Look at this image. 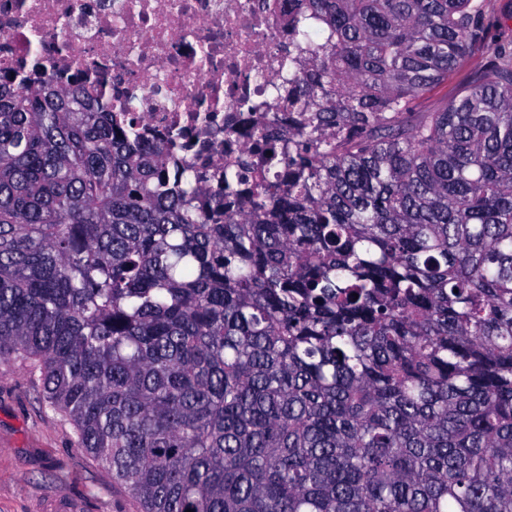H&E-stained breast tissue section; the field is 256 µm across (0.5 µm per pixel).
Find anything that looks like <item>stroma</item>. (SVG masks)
Here are the masks:
<instances>
[{
	"label": "stroma",
	"mask_w": 512,
	"mask_h": 512,
	"mask_svg": "<svg viewBox=\"0 0 512 512\" xmlns=\"http://www.w3.org/2000/svg\"><path fill=\"white\" fill-rule=\"evenodd\" d=\"M511 10L512 0H490L485 42L422 108L440 107L495 44L512 41V21L503 19ZM0 512H141L111 471L77 448L71 426L43 408L37 377L12 362L0 363Z\"/></svg>",
	"instance_id": "obj_1"
}]
</instances>
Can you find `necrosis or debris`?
Segmentation results:
<instances>
[{
    "mask_svg": "<svg viewBox=\"0 0 512 512\" xmlns=\"http://www.w3.org/2000/svg\"><path fill=\"white\" fill-rule=\"evenodd\" d=\"M282 0H0V70L27 82L33 62L58 86L81 73L102 109L136 110L148 137L223 166L249 140L224 137L241 104L284 125L274 87L288 73Z\"/></svg>",
    "mask_w": 512,
    "mask_h": 512,
    "instance_id": "obj_1",
    "label": "necrosis or debris"
}]
</instances>
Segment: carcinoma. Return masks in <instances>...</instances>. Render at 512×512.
I'll return each instance as SVG.
<instances>
[{
    "label": "carcinoma",
    "mask_w": 512,
    "mask_h": 512,
    "mask_svg": "<svg viewBox=\"0 0 512 512\" xmlns=\"http://www.w3.org/2000/svg\"><path fill=\"white\" fill-rule=\"evenodd\" d=\"M288 127L217 173L0 72V361L142 512H512V44L284 0ZM512 10V0H490L486 14L485 26L487 38L485 42L475 45L448 84L440 87L420 104L421 109H435L449 99L457 87L480 70L491 53V47L498 43L512 40V20L504 24L503 13Z\"/></svg>",
    "instance_id": "carcinoma-1"
}]
</instances>
